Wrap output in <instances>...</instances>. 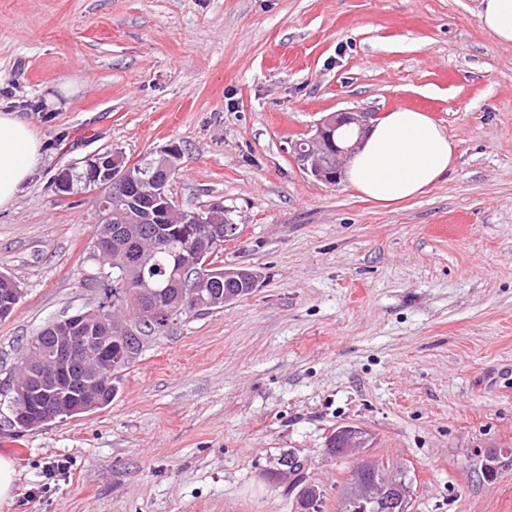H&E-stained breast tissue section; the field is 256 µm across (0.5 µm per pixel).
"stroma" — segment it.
<instances>
[{
	"label": "stroma",
	"mask_w": 512,
	"mask_h": 512,
	"mask_svg": "<svg viewBox=\"0 0 512 512\" xmlns=\"http://www.w3.org/2000/svg\"><path fill=\"white\" fill-rule=\"evenodd\" d=\"M479 0H0V111L43 158L0 210V379L49 321L99 300L96 187L53 179L116 150L174 144L177 205L236 224L224 264L256 271L238 302L149 343L106 407L24 431L0 512H291L270 479L304 461L336 512L358 459L336 427L406 470L411 512H512V43ZM427 114L454 141L448 174L388 207L305 173L290 141L341 110ZM63 459L65 473L49 476ZM331 435L335 436L333 448L325 446V454L331 459L360 456L363 454L364 448H368L370 441L368 433L355 425L337 427Z\"/></svg>",
	"instance_id": "35a3bbf8"
}]
</instances>
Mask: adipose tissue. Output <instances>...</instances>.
I'll use <instances>...</instances> for the list:
<instances>
[{"label":"adipose tissue","instance_id":"ef3b65f1","mask_svg":"<svg viewBox=\"0 0 512 512\" xmlns=\"http://www.w3.org/2000/svg\"><path fill=\"white\" fill-rule=\"evenodd\" d=\"M455 144L425 113L397 108L379 119L349 163V183L369 199L388 206L424 193L446 175ZM42 157L29 125L0 113V209L9 207Z\"/></svg>","mask_w":512,"mask_h":512}]
</instances>
